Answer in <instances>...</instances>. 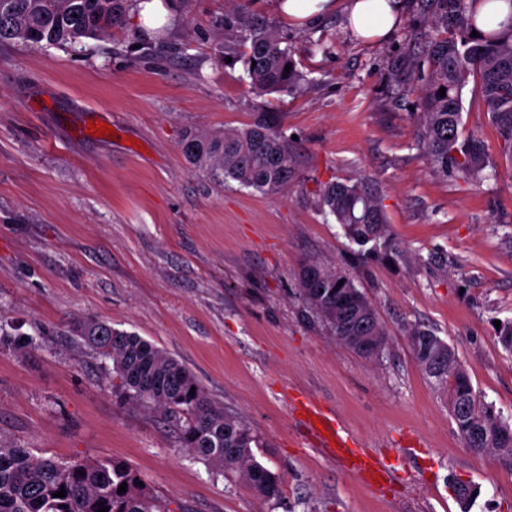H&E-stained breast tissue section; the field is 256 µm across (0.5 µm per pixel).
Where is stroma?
<instances>
[{
	"instance_id": "stroma-1",
	"label": "stroma",
	"mask_w": 512,
	"mask_h": 512,
	"mask_svg": "<svg viewBox=\"0 0 512 512\" xmlns=\"http://www.w3.org/2000/svg\"><path fill=\"white\" fill-rule=\"evenodd\" d=\"M348 2L307 27L252 0L307 79L296 94H252L242 58L216 51L224 0H178L153 37L133 5L107 40L0 45V443L125 462L159 512H461L456 479L478 491L470 512H512V469L464 447L407 341L409 325L432 329L512 420V353L496 328L512 319V164L471 81L461 130L484 141L496 176L433 173L412 146L418 85L400 99L388 88L420 0L378 40L349 28ZM261 111L294 139L288 192L189 170L185 132L241 129ZM98 120L113 138L89 135ZM329 181L381 199L401 257H364L320 211ZM309 260L356 273L390 338L382 361L336 343L300 302ZM84 316L151 341L242 415L257 460L282 477L280 503L190 459L172 423L116 397L111 363L70 331ZM27 335L35 345L19 347ZM308 402L398 460V480L375 490L308 448Z\"/></svg>"
}]
</instances>
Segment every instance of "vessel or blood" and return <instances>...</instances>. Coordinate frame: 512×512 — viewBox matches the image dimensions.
Masks as SVG:
<instances>
[{"label": "vessel or blood", "mask_w": 512, "mask_h": 512, "mask_svg": "<svg viewBox=\"0 0 512 512\" xmlns=\"http://www.w3.org/2000/svg\"><path fill=\"white\" fill-rule=\"evenodd\" d=\"M307 420L314 425L312 434L319 449L336 459L346 470L358 476L379 477L383 482H390L391 471L383 460L345 447L342 429L336 419L312 407L307 411Z\"/></svg>", "instance_id": "b4317fda"}]
</instances>
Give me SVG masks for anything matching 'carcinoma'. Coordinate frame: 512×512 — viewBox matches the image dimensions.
<instances>
[{"label":"carcinoma","instance_id":"1","mask_svg":"<svg viewBox=\"0 0 512 512\" xmlns=\"http://www.w3.org/2000/svg\"><path fill=\"white\" fill-rule=\"evenodd\" d=\"M129 2L0 0V43L38 46L108 39L124 24ZM231 2L234 7L224 12V54L244 50L251 93L261 97L298 91L304 78L291 49L251 12L250 0ZM474 2L422 0L416 52L396 64L393 73L400 90L422 82L416 149L433 171L467 182L496 175L484 174V142L459 133L462 90L472 74L479 79L484 111L498 128L502 152L512 162V0H506L507 20L476 37L471 36L477 29ZM180 148L191 168L220 185L231 180L264 194H279L288 190L297 172L288 138L267 114L234 131L189 132ZM319 206L343 227L349 240L372 244L368 255H399L387 234L381 201L359 183L325 184ZM299 293L336 342L366 361L384 358L389 337L375 306L351 275L308 261L300 274ZM348 294L356 296L355 305L339 309L340 299ZM71 330L94 354L112 361V388L119 395L176 421L180 448L188 455L226 475H239L258 498L280 501V476L254 456L257 436L241 416L218 405L188 367L143 337L92 317L74 321ZM348 336H375L379 349L364 351L346 340ZM408 341L425 374L448 393V409L465 447L476 455L494 452L501 465L512 469V425L474 390L454 348L417 324L409 327ZM226 448L234 449L233 455H225ZM124 483L126 492H118ZM141 483L138 472L126 463L65 461L0 444V512H98L100 503L108 512H154V500ZM62 489L66 495L55 496ZM453 489L462 512H470L476 488L456 481Z\"/></svg>","mask_w":512,"mask_h":512}]
</instances>
